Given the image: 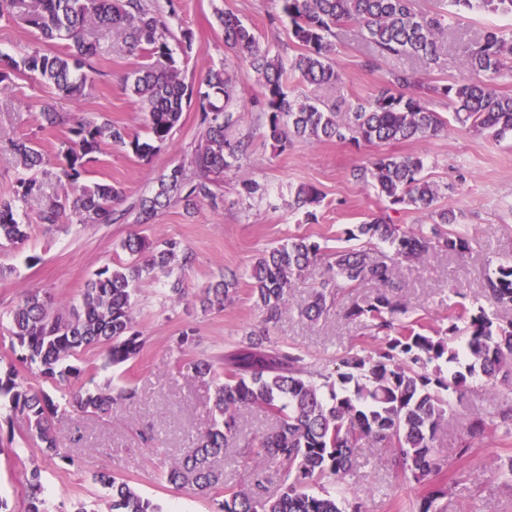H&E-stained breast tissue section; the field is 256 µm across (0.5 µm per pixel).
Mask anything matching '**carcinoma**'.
<instances>
[{
  "instance_id": "1",
  "label": "carcinoma",
  "mask_w": 512,
  "mask_h": 512,
  "mask_svg": "<svg viewBox=\"0 0 512 512\" xmlns=\"http://www.w3.org/2000/svg\"><path fill=\"white\" fill-rule=\"evenodd\" d=\"M282 2L299 52L285 62L271 55L237 16L218 12L224 44L236 62L209 69L204 77L207 91L196 93L185 83L173 57L172 32L161 8L148 0H31L28 4L0 0V20L23 21L34 29L36 39L18 60L0 53V91L9 87L13 76L23 74L48 84L59 95L80 100L99 74L95 58L101 31L121 38L130 53L156 59L125 80V90L143 110L147 138L95 115L76 114L64 143L65 163L55 173L62 192L45 195L43 183L30 174L50 164L34 142L11 143L25 173L16 179L13 195L0 198V242L16 244L27 238L28 225L21 223L20 211L32 198L42 199L40 224L63 229L67 222L112 223L124 189L108 181L80 184L98 161L101 144L142 160L151 158L170 140L184 106L195 94L200 132L191 168L175 166L160 178L154 195L141 201L137 223H150L173 202L187 211L200 201L215 209L224 207V197L215 191L217 178L250 158V136L235 134L242 108L234 87L241 74L254 75L262 87L257 105L265 117V135L277 147L294 140L359 146L429 139L447 128V120L427 107L435 97L448 101L454 123L476 134L495 138L512 134V95L490 84L512 63V30L497 26L469 47L466 65L472 78L466 81H423L406 69H394L374 100L331 106L292 88L294 82L320 87L341 80L331 58L332 39L348 25L360 28L368 45L366 66H374L380 58L407 56L429 73L443 52L440 35L450 18L474 13L512 18V0H437L441 7L429 13L418 11L415 0ZM56 40L67 42L65 51L48 49ZM424 169L419 156L381 153L354 168L352 177L374 185L392 206L429 213L432 223L405 227L374 215L350 233L352 238L364 237V245L330 253L308 237H291L262 253L249 271L226 274L202 291L198 302L207 311L224 306L245 280L261 319L219 360L204 358L194 365L197 377L215 382L214 421L161 476L163 482L191 486L211 496L215 512H362L358 499L332 494L324 482L341 481L356 449L365 445L392 449L395 476L422 486L412 504L414 512H437L436 503L448 495V489L428 485L425 479L444 468L436 440L447 420L448 392H462L475 380L495 391L512 380V320L492 317L480 305L461 304L448 315V327L428 328L411 317L398 295L403 263L423 262L442 253L463 258L472 247L467 234L448 230L457 221L455 213L435 208L453 185L428 180ZM290 194L306 220L317 222L318 190L300 185ZM239 196L245 201L269 198L255 179L241 183ZM379 242L387 251L378 250ZM120 247L129 260L96 271L81 289L79 303L69 310L53 308L38 291L23 295L10 310L7 323L17 341L18 358L36 367L39 376L60 386L70 384L84 373L77 364L80 353L92 347L103 348L112 365L133 359L142 346L133 322V298L138 285L156 273L167 277L179 273L170 292L179 298L185 295L182 273L192 266L193 254L179 242L149 241L134 233ZM320 263L327 275L298 306V314L316 321L339 295L374 284V296L351 301L345 317L382 334L376 349L350 348L338 357L336 371L328 373L312 369L303 356L271 336L288 313L291 289ZM481 295L501 309H512L511 262L500 264L486 278ZM137 397L132 386L115 392L108 387H80L57 399L12 368L0 372V400H8L29 435L43 445L45 456L70 464L73 460L57 447L51 432L59 409L110 414L114 405L132 403ZM253 406L275 419L274 429L257 443L277 467L280 483L273 494L267 492L263 478L249 491L224 486V471L215 461L237 439L243 412ZM94 480L107 489L112 512H162L123 479L99 472ZM42 493L36 467L28 483L25 512H54Z\"/></svg>"
}]
</instances>
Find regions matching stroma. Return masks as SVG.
I'll return each instance as SVG.
<instances>
[{
    "label": "stroma",
    "mask_w": 512,
    "mask_h": 512,
    "mask_svg": "<svg viewBox=\"0 0 512 512\" xmlns=\"http://www.w3.org/2000/svg\"><path fill=\"white\" fill-rule=\"evenodd\" d=\"M168 1L175 10L169 19L174 34L187 30L194 35V51L181 62L187 82L194 85H201L207 70L220 67L228 55L224 32L215 21L219 11L238 16L272 53L286 59L297 52L281 0H157L161 5ZM493 26L512 28V19L477 13L449 21L445 49L432 78L449 81L466 77V47ZM100 47V74L81 101L57 95L25 77L15 78L9 89L0 93V197L12 195L20 172L15 156L7 149L10 141L30 138L44 153L56 155L68 136L67 119L77 112L103 114L133 133L144 134L139 104L125 92L123 81L145 63V56L129 54L121 41L107 32L100 38ZM366 53L359 29L344 28L332 54L343 80L310 89V96L329 104L367 101L385 86L391 70L419 67L412 58L395 57L367 68L363 65ZM235 96L246 106L239 115L238 130L250 135L251 146L248 164L224 175L219 192L227 208L216 211L204 202L188 213L174 205L159 213L153 223L135 221L141 200L154 194L160 175L189 162L198 134V108L193 105L184 110L171 141L151 160L142 161L103 146L98 163L82 181L88 185L108 180L124 187L126 197L113 223L76 224L66 231L49 228L36 223L40 203L34 200L24 212L27 239L0 245V267L7 270L0 279V313L31 290L45 292L57 308L77 304L85 282L122 257L119 244L134 232L151 240H176L195 256L184 275L187 295L183 300H170L163 280L141 285L134 324L142 334L143 346L135 358L108 367L101 349L91 348L82 354L83 383L91 387L108 382L116 388L130 384L136 387L138 399L109 415L80 418L62 412L54 417L52 431L57 445L72 451L73 464L45 457L40 442L14 417L8 403L0 404V499L6 501L10 512H22L27 478L35 467L41 470L45 497L57 506L84 500L95 512H109L107 497L92 481L94 473L108 472L127 480L165 512H214L211 498L189 488H173L162 482L161 475L190 447L197 433L208 428L214 415V386L195 377L194 363L223 354L259 321L260 312L244 285L233 301L206 312L200 308L198 295L225 270L248 268L264 250L294 236L310 237L323 249L333 250L347 246V231L372 214L384 215L390 223L403 226L428 223L426 213L390 206L374 187L353 179V168L379 154V146L297 141L285 151H276L264 135V116L256 105L260 86L254 79L241 78ZM43 102L64 116V123L47 125L39 109ZM389 149L424 158L430 180L454 184V191L441 197L437 206L454 211L456 230L474 240V249L465 262L442 257L400 268L402 296L411 312L434 327L444 328L449 311L460 298L453 293V286L464 285L465 296L474 298L485 275L502 259L512 257V137L477 135L454 123L437 137L401 141L390 144ZM245 179L265 184L270 203H236L237 188ZM302 184L316 187L323 196L317 223H306L303 213L289 206L291 189ZM30 255L39 256L37 265L27 264ZM318 280V275H310L291 290L288 312L273 334L280 344L304 356L314 369L331 370L345 349L375 347L364 324L343 315L351 299H368L375 288L356 289L352 297L340 298L326 315L310 323L299 317L297 306ZM189 329L194 332L193 342L179 344L181 332ZM511 391L504 385L494 394L475 386L453 397V411L437 439L448 466L434 477L435 482L452 489L440 502L446 512H512V489L502 486L497 470L512 456V433L486 430L474 439L468 458L456 456L471 420L491 418ZM147 426L155 434L150 445L140 437L141 429ZM390 456L387 448L358 449L352 469L340 484H329V491L359 497L364 512H410L409 505L420 487L392 477ZM275 470L272 460L256 448L246 452L237 446L224 456V482L237 489L249 487L256 475L271 476Z\"/></svg>",
    "instance_id": "stroma-1"
}]
</instances>
